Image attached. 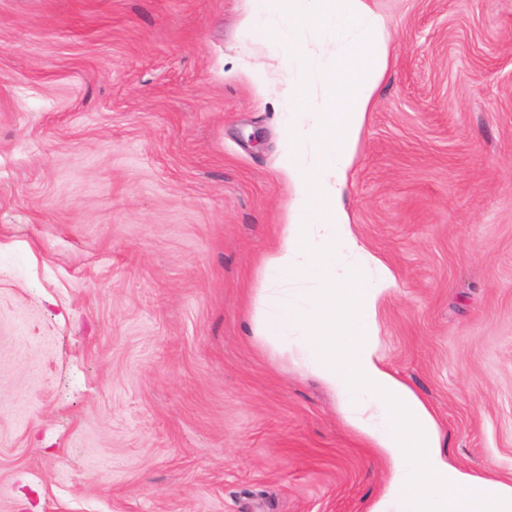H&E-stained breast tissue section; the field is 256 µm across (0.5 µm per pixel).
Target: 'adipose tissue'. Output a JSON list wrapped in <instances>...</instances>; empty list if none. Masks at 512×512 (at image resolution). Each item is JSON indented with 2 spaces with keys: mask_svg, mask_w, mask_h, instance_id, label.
I'll return each instance as SVG.
<instances>
[{
  "mask_svg": "<svg viewBox=\"0 0 512 512\" xmlns=\"http://www.w3.org/2000/svg\"><path fill=\"white\" fill-rule=\"evenodd\" d=\"M246 30L283 65L279 168L291 219L263 269L254 334L297 347L345 423L390 464L370 512H512V483L448 459L428 402L377 353L376 316L396 281L352 230L348 182L388 68L383 18L366 0H248ZM334 47L333 66L318 65Z\"/></svg>",
  "mask_w": 512,
  "mask_h": 512,
  "instance_id": "ef3b65f1",
  "label": "adipose tissue"
}]
</instances>
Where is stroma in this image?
<instances>
[{
  "instance_id": "35a3bbf8",
  "label": "stroma",
  "mask_w": 512,
  "mask_h": 512,
  "mask_svg": "<svg viewBox=\"0 0 512 512\" xmlns=\"http://www.w3.org/2000/svg\"><path fill=\"white\" fill-rule=\"evenodd\" d=\"M378 351L512 482V0H369ZM246 0H0V512H369L389 466L253 334L290 189Z\"/></svg>"
}]
</instances>
